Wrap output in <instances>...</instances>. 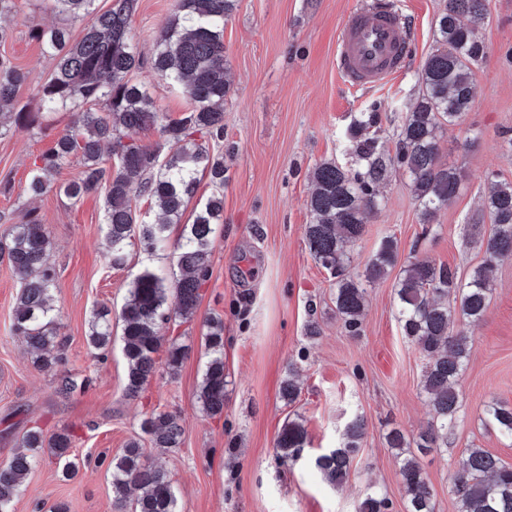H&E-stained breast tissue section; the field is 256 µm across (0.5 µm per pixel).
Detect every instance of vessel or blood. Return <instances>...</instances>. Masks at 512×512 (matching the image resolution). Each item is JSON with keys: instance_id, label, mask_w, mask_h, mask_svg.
Masks as SVG:
<instances>
[{"instance_id": "vessel-or-blood-1", "label": "vessel or blood", "mask_w": 512, "mask_h": 512, "mask_svg": "<svg viewBox=\"0 0 512 512\" xmlns=\"http://www.w3.org/2000/svg\"><path fill=\"white\" fill-rule=\"evenodd\" d=\"M413 50L412 30L391 0L347 14L336 47V68L346 83L376 87L399 74Z\"/></svg>"}]
</instances>
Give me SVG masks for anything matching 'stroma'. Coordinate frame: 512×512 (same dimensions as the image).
I'll use <instances>...</instances> for the list:
<instances>
[{"label":"stroma","mask_w":512,"mask_h":512,"mask_svg":"<svg viewBox=\"0 0 512 512\" xmlns=\"http://www.w3.org/2000/svg\"><path fill=\"white\" fill-rule=\"evenodd\" d=\"M371 0H239L224 26V54L232 92L224 105V222L216 230L210 274L193 321L160 323L163 337H179L186 356L177 374L158 362L140 397L125 394L127 362L120 322L112 324L107 350L87 341L91 312L100 306L119 312L133 278L151 268L166 281L178 274L175 245L149 256L140 245L127 249L123 267L105 258L102 200L80 202L56 193L30 198L23 190L30 157L48 139L35 129H16L0 138V216L18 219L37 210L53 243L57 269L53 290L67 342L66 370L89 378L85 393L62 397L51 374L39 371L23 341L10 331L19 277L0 263V461L9 459L31 425L46 434L71 431L73 452L82 459L72 478L50 448L39 450L14 512H133L116 507L110 459L141 436L145 413H173L183 429L180 447L146 448L149 462L166 469L177 512H358L366 488L405 512L398 461L385 434L399 428L415 437L431 420L421 393L425 360L403 336L397 320L394 284L403 264L419 252L455 267L460 277L485 257L493 231L480 206L487 173L512 180V159L500 137L512 129V0H484L477 36L487 56L474 71L473 106L463 124L441 140L443 161L464 176L460 194L423 228L408 181L391 173L382 185V209L367 214L366 233L350 248L351 271L361 274L382 238L394 235L398 264L369 286L361 335H348L336 314L329 274L311 255L304 228L308 173L321 161L353 168L350 129L362 113L381 116L378 137L394 153L406 107L418 97V72L434 45V22L447 0H393L411 21L414 52L406 68L385 86L351 92L336 70L340 27L353 9ZM174 9L173 0H138L132 32L143 53ZM9 37L0 55L28 74L18 92L35 101L53 63L31 36L34 27L63 26L79 40L84 23L59 15L53 0H18L0 18ZM148 83L164 115L180 117L188 95L150 69L137 72ZM224 321L227 374L224 415L206 417L197 391L207 361L202 323ZM317 321L321 334L307 339ZM472 350L458 381L462 408L448 445L422 456L434 490L436 512H456L449 476L469 448L487 450L512 466V440L482 420L491 401L512 405V258L500 261L484 319L469 327ZM296 366L301 394L293 404L279 387ZM365 421L361 449L342 486L329 484L316 469L317 456L335 448L354 416ZM301 419L308 443L297 460L282 463L274 440L285 419Z\"/></svg>","instance_id":"35a3bbf8"}]
</instances>
